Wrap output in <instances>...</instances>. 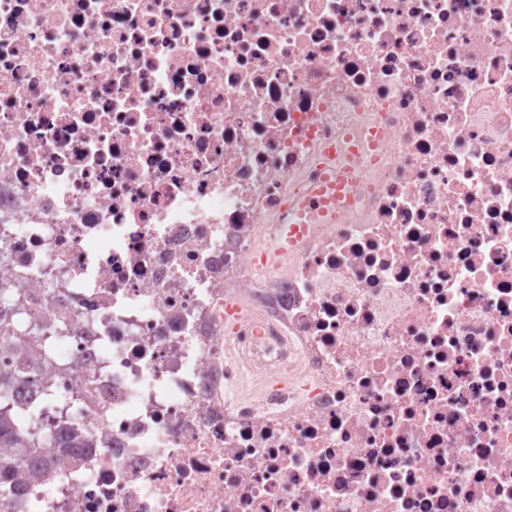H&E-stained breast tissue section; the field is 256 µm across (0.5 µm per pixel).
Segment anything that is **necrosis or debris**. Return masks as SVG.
I'll list each match as a JSON object with an SVG mask.
<instances>
[{
	"label": "necrosis or debris",
	"mask_w": 512,
	"mask_h": 512,
	"mask_svg": "<svg viewBox=\"0 0 512 512\" xmlns=\"http://www.w3.org/2000/svg\"><path fill=\"white\" fill-rule=\"evenodd\" d=\"M0 309V512H512V0H0ZM342 176H324L311 193L298 205L297 216L301 224H332L336 220V201L343 186ZM333 191V192H332ZM32 364L28 359L17 360L11 369L0 374V497H10L16 489L17 476L24 471L26 458L35 456L54 435L49 422V403H39L27 411L25 429L11 421V405L3 389L10 380L26 379Z\"/></svg>",
	"instance_id": "obj_1"
}]
</instances>
